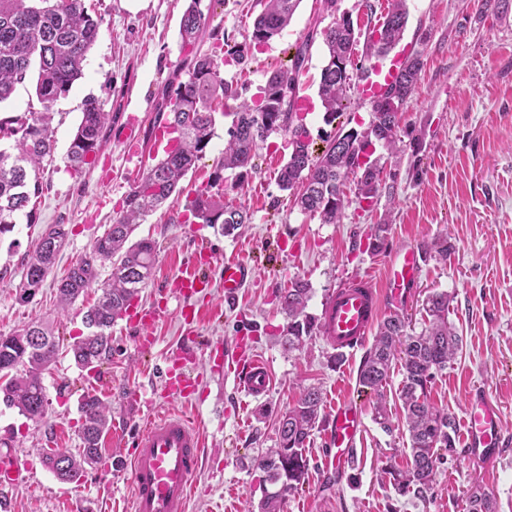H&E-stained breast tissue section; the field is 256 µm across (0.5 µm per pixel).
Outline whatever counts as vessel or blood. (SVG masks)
Returning a JSON list of instances; mask_svg holds the SVG:
<instances>
[{"instance_id": "obj_1", "label": "vessel or blood", "mask_w": 512, "mask_h": 512, "mask_svg": "<svg viewBox=\"0 0 512 512\" xmlns=\"http://www.w3.org/2000/svg\"><path fill=\"white\" fill-rule=\"evenodd\" d=\"M207 254L194 255L173 283V295L182 300L179 315L185 323L196 318L193 298L207 296L211 287L205 268ZM420 252L413 248L396 253L387 266V286L392 299L404 296L416 281ZM252 274L241 261L224 265V297L234 299ZM168 304L129 311L126 320L133 326H148L167 317ZM379 316L377 293L370 278L346 284L327 303L321 331L338 354L347 355L362 347ZM194 358L188 345L171 350L163 371L166 396L191 401L198 377L187 366ZM212 374H232L240 392L251 398L266 395L273 383L266 362L245 346L232 349L216 346L208 354ZM145 426L131 444L128 463L131 469V512H185L191 495V477L200 465L203 436L183 415L146 411ZM362 414L354 401L343 399L332 405L324 428L328 448L319 467L329 473L353 464L355 449L362 434ZM463 451L472 461L488 464L497 459L508 440L500 407L482 391L470 393L463 420Z\"/></svg>"}]
</instances>
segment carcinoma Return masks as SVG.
I'll return each instance as SVG.
<instances>
[{"mask_svg":"<svg viewBox=\"0 0 512 512\" xmlns=\"http://www.w3.org/2000/svg\"><path fill=\"white\" fill-rule=\"evenodd\" d=\"M87 0H0V104L9 100L19 84L31 79L42 104L40 112L0 118V236L13 230L17 219L32 217V198L42 191L40 170L45 158L54 155L52 105L83 75L84 63L95 45L100 17L86 6ZM203 0H189L179 27L186 57L180 63L185 79L166 88L159 111L167 112L165 128L172 130V150L149 166L132 185L118 216L96 239L91 251L76 261L57 284L58 301L73 303L97 279V263L112 262L111 277L100 286L98 300L88 308L83 322L89 334L69 345L77 367L92 371L112 353V325L148 283L155 262L156 243L151 238L130 241L135 227L149 212L162 205L176 191L179 182L205 157L215 136L218 111L224 101L239 98L233 84L221 75L217 55L195 50L196 42L209 27V12ZM302 0H266V8L255 19L251 43L270 44L289 26ZM340 0H321L322 10L333 17L330 26L313 29L295 46L291 68L271 73L255 102L242 100L227 130L224 152L215 171L214 184L223 181L221 172L235 173L244 182L256 169L257 149L273 135L288 138V159L278 173V186L294 197L300 211L323 224L340 222L345 209L344 186L349 177L356 181V201L372 206L386 188L373 147L389 155L402 151L398 136L399 111L394 105L412 94L421 71L420 55L405 57L388 90L373 103L368 127L339 129L326 140L318 155L310 151L306 115L297 106L300 75L306 67L316 36H321L328 57L321 69L318 96L324 120L333 123L348 108L353 88V71L380 59L400 40L407 23L405 0H389L383 21L368 28L364 63L355 62L357 43L352 14L340 11ZM119 112H108L94 96L82 104V116L63 158L65 166L80 172L91 164L109 137ZM197 222L219 226L224 236H233L251 216L242 206L224 202V194L210 188L195 191L189 201ZM390 224L373 226L366 251L378 254L388 246ZM63 224H49L41 233L34 253L28 258L24 278L16 289L22 302L27 290L43 285L64 245ZM424 260L446 262L453 252L448 235L421 244ZM312 288L303 279H293L278 290V304L285 315L281 345L291 353L302 350L320 333L321 321L307 312ZM451 297L446 291L426 299L428 326L421 333L407 332V316L393 311L378 324L373 343L365 351L357 380L359 385L381 393L392 366H399V399L410 442L411 462L401 468L395 459L387 464L394 488L401 495L414 492L422 497L432 487L438 464L445 452L455 451L457 423L453 415L429 401L430 389L439 372L448 368L462 347V337L448 321ZM59 341L49 328L33 323L21 332L0 334V402L15 408L28 419L46 415L47 398L43 373L55 362ZM323 393L308 387L297 403L278 418L274 445L253 459V467L264 474L270 489L265 491L260 512H279L282 499L304 485L308 462L305 455L314 431L324 422ZM81 448L73 454L58 448L44 453L48 468L61 481L75 483L98 463L101 441L111 422L109 405L87 393L80 402ZM463 512H495L493 501L484 493L471 492Z\"/></svg>","mask_w":512,"mask_h":512,"instance_id":"cac0c4a2","label":"carcinoma"}]
</instances>
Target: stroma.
<instances>
[{"label": "stroma", "instance_id": "obj_1", "mask_svg": "<svg viewBox=\"0 0 512 512\" xmlns=\"http://www.w3.org/2000/svg\"><path fill=\"white\" fill-rule=\"evenodd\" d=\"M101 16L98 39L84 75L53 106L52 136L55 159L43 173L45 189L36 202L31 222H19L0 237V333L9 334L36 320L53 322L61 343L87 335L83 323L97 296H84L60 312L56 282L69 267L89 253L96 238L111 224L134 181L162 156L158 141L157 106L164 89L175 80L181 58L179 24L186 0H93ZM317 0H302L291 24L268 46L249 45L255 18L264 0H223L210 21V36L201 51L211 50L217 38L248 46L244 62L227 60L226 80L242 88L244 98L258 96L274 70L290 67L296 42L310 28H325L331 17L320 14ZM408 20L401 42L380 58L382 68L404 55L419 53L423 68L401 110L399 134L403 152L384 157L383 166L397 171L392 194L381 195L372 209L351 203L340 223L323 224L294 208L279 189L277 176L288 158L282 136H272L258 151L254 173L242 186L225 187L224 197L245 207L251 224L243 235L224 236L208 224L187 218L186 207L196 188L208 184L217 169L236 101H228L218 117L216 135L206 156L181 182V194L171 196L145 217L135 238L157 243L155 272L138 296L151 306L164 293L181 264L193 253L212 255L209 275L214 288L192 329L200 345L233 346L249 336L269 364L274 383L269 393L251 399L236 391L232 379L209 376L204 363L202 393L191 404L174 400L166 410L188 416L201 430L204 447L187 512H259L262 475L250 459L276 440V420L292 407L303 387L321 386L325 406L341 398L356 400L364 428L357 443V469L332 479L318 468L325 446L316 431L306 450L310 465L303 488L290 493L282 512H463L468 492L479 489L496 504V512H512V446L494 464L469 462L462 452L446 457L426 497L398 495L384 468L388 457L399 465L410 461L408 435L402 427L397 398L401 376L391 372L384 389L392 412V432L376 421L377 396L359 386L361 355L330 364L331 347L314 337L303 351L285 353L280 329L277 291L295 278L309 282L313 293L307 311L321 316L329 297L345 282L369 276L379 294L380 313L394 305L387 297V264L400 249L417 246L440 233H449L455 247L448 262L422 263L421 273L402 308L410 333L423 327L422 303L433 291L452 298L448 316L463 339L456 360L439 373L431 401L463 419L469 394L476 389L500 406L512 433V0H498L482 10L476 0H406ZM354 80L350 105L335 123L323 120L322 109L306 116L315 150L339 129L369 124L372 101ZM94 96L118 105L120 115L95 162L75 174L62 162L80 122L82 103ZM137 116L140 155L125 158L122 131ZM423 134L422 145L413 138ZM391 224L385 252L372 256L354 250V239L366 235L380 219ZM49 224L65 225L68 237L42 288L26 303L14 291L24 276V264ZM298 239L301 251L279 252L277 240ZM249 262L254 276L234 301L224 299V263ZM154 338L146 350L138 345L139 329L118 319L112 327V355L100 366L103 387L94 389L71 355L60 353L44 376L47 414L38 422L17 409L0 404V455L10 452L21 461L27 484L0 488L7 512H129L130 470L111 469L113 458L128 455L142 426L133 416V393L150 397L159 392L165 355L181 339L182 323L171 315L149 327ZM108 401L113 419L129 416L120 435L106 433L102 457L81 483L59 481L46 467L42 450L55 446L77 451L82 424L80 399L87 391Z\"/></svg>", "mask_w": 512, "mask_h": 512}]
</instances>
